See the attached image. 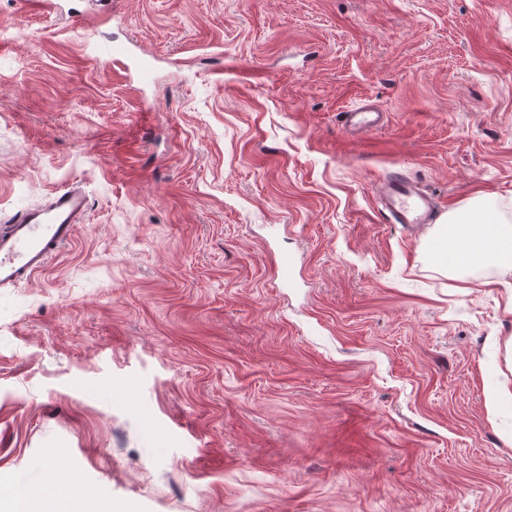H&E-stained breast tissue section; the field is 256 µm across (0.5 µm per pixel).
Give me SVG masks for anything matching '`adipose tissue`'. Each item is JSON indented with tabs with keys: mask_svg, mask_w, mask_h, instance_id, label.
<instances>
[{
	"mask_svg": "<svg viewBox=\"0 0 512 512\" xmlns=\"http://www.w3.org/2000/svg\"><path fill=\"white\" fill-rule=\"evenodd\" d=\"M430 250L442 265L457 271L494 262L512 268V225L486 219L484 214L449 215L430 242Z\"/></svg>",
	"mask_w": 512,
	"mask_h": 512,
	"instance_id": "ef3b65f1",
	"label": "adipose tissue"
}]
</instances>
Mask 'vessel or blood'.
<instances>
[{
    "label": "vessel or blood",
    "mask_w": 512,
    "mask_h": 512,
    "mask_svg": "<svg viewBox=\"0 0 512 512\" xmlns=\"http://www.w3.org/2000/svg\"><path fill=\"white\" fill-rule=\"evenodd\" d=\"M383 115L369 105L348 114L350 127L371 130ZM378 199L396 224H430L435 212L428 195L406 176L394 172L383 178ZM88 206L79 187L57 191L43 206L21 213L7 233L0 234V288L16 285L44 270L49 259L73 238Z\"/></svg>",
    "instance_id": "b4317fda"
}]
</instances>
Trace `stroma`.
Instances as JSON below:
<instances>
[{
	"label": "stroma",
	"instance_id": "35a3bbf8",
	"mask_svg": "<svg viewBox=\"0 0 512 512\" xmlns=\"http://www.w3.org/2000/svg\"><path fill=\"white\" fill-rule=\"evenodd\" d=\"M59 2L0 0V222L89 196L0 288V488L512 512V271L428 251L482 196L512 225V0ZM393 172L436 223H389ZM347 114L349 127L366 131L378 126L383 119L382 112L370 105H361Z\"/></svg>",
	"mask_w": 512,
	"mask_h": 512
}]
</instances>
